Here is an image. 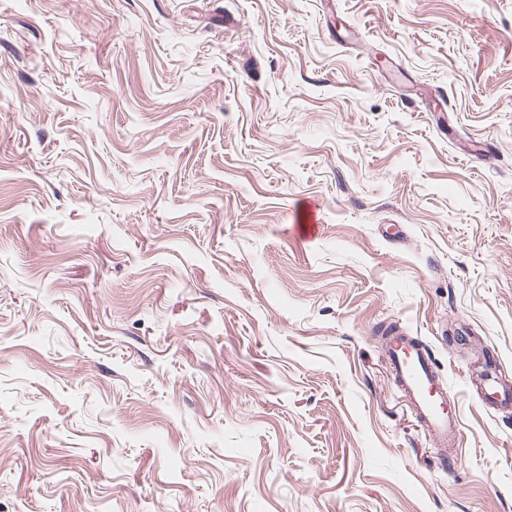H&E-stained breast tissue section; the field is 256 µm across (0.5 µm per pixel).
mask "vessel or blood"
Here are the masks:
<instances>
[{
	"label": "vessel or blood",
	"mask_w": 512,
	"mask_h": 512,
	"mask_svg": "<svg viewBox=\"0 0 512 512\" xmlns=\"http://www.w3.org/2000/svg\"><path fill=\"white\" fill-rule=\"evenodd\" d=\"M394 383L414 412L426 435L441 448L447 447L460 425L458 406L449 403L447 391L426 348L401 330L384 339ZM476 387L483 403L498 409L512 408V388L502 385L496 373H485Z\"/></svg>",
	"instance_id": "vessel-or-blood-1"
}]
</instances>
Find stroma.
<instances>
[{
  "instance_id": "obj_1",
  "label": "stroma",
  "mask_w": 512,
  "mask_h": 512,
  "mask_svg": "<svg viewBox=\"0 0 512 512\" xmlns=\"http://www.w3.org/2000/svg\"><path fill=\"white\" fill-rule=\"evenodd\" d=\"M486 353L512 0H0V512H512ZM394 383L426 435L447 448L460 425L459 407L449 403L447 391L426 348L399 328L384 339Z\"/></svg>"
}]
</instances>
